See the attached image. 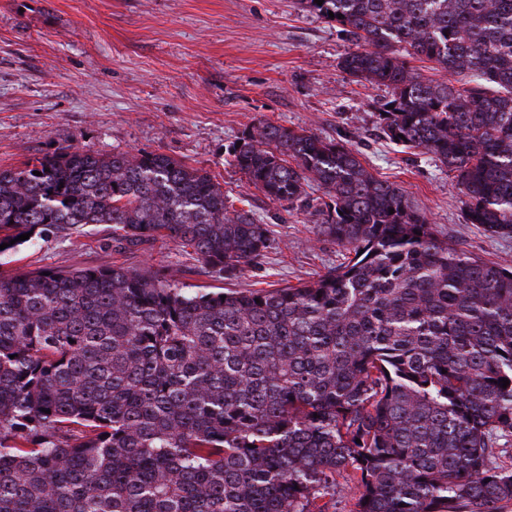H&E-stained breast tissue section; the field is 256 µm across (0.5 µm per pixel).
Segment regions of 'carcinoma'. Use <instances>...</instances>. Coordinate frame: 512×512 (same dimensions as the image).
Returning a JSON list of instances; mask_svg holds the SVG:
<instances>
[{"label":"carcinoma","instance_id":"carcinoma-1","mask_svg":"<svg viewBox=\"0 0 512 512\" xmlns=\"http://www.w3.org/2000/svg\"><path fill=\"white\" fill-rule=\"evenodd\" d=\"M296 4L356 46L344 73L389 89L384 138L447 166L466 223L512 238V0ZM239 141L248 185L309 209L343 262L197 293L121 266L0 273V512H329L338 490L352 512H512V268L440 239L344 143L272 122ZM92 224L219 275L270 247L163 153L0 168V245Z\"/></svg>","mask_w":512,"mask_h":512}]
</instances>
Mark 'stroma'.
<instances>
[{"mask_svg":"<svg viewBox=\"0 0 512 512\" xmlns=\"http://www.w3.org/2000/svg\"><path fill=\"white\" fill-rule=\"evenodd\" d=\"M352 49L295 0H0V168L68 145L161 152L209 171L272 239L256 266L224 279L175 244L126 250L118 231L97 224L0 253V272L122 266L192 293L316 278L341 261L336 243L308 212L269 201L227 163L228 145L267 121L356 149L440 238L512 268V239L465 222L453 174L379 132L388 93L341 70Z\"/></svg>","mask_w":512,"mask_h":512,"instance_id":"stroma-1","label":"stroma"}]
</instances>
